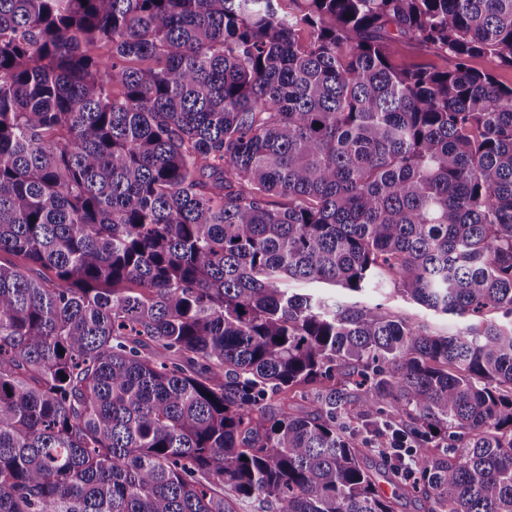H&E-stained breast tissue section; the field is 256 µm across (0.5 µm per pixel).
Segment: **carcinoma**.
Wrapping results in <instances>:
<instances>
[{
  "label": "carcinoma",
  "instance_id": "carcinoma-1",
  "mask_svg": "<svg viewBox=\"0 0 512 512\" xmlns=\"http://www.w3.org/2000/svg\"><path fill=\"white\" fill-rule=\"evenodd\" d=\"M480 56L512 68V0H0V512H395L362 463L390 429L429 512H512V86ZM392 45L393 61L400 68L428 67L444 69L448 66L446 57L415 42L402 39ZM382 289H368L367 291L350 295L338 288H323V291L335 295L336 298L346 301H361L363 303H382L396 314L407 316L421 324L427 325L431 330L448 334L455 331L461 320L451 315L437 314L422 306L410 302L403 295L395 292L389 285L380 287Z\"/></svg>",
  "mask_w": 512,
  "mask_h": 512
}]
</instances>
